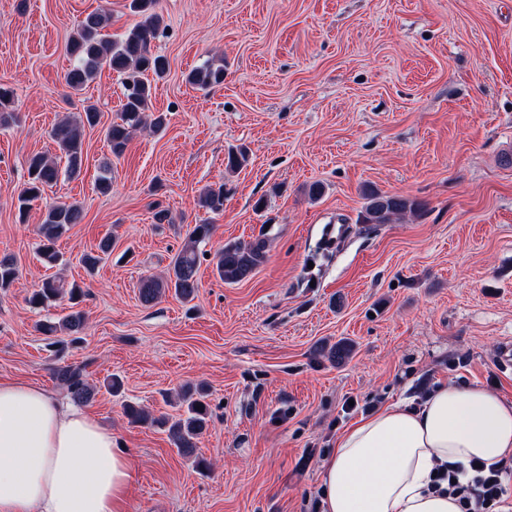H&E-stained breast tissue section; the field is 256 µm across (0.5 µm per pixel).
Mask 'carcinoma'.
Returning <instances> with one entry per match:
<instances>
[{"instance_id": "obj_1", "label": "carcinoma", "mask_w": 512, "mask_h": 512, "mask_svg": "<svg viewBox=\"0 0 512 512\" xmlns=\"http://www.w3.org/2000/svg\"><path fill=\"white\" fill-rule=\"evenodd\" d=\"M158 0H130L129 9L141 17L119 39L104 32L106 17L100 12L87 14L77 25L76 30L66 43V52L72 59V67L66 73L65 83L74 92L82 90L104 68L124 76V101L119 121L107 129L106 137L111 153L118 157L126 149L133 133L147 124L146 112L152 96V87L147 80L148 74L162 76L167 68L166 60L152 50V43L160 29V16L156 12ZM189 82L201 90H209L224 82V66L206 64L193 70ZM14 91L0 86V122L9 123L14 119ZM98 121V112L89 107L79 114L77 119H64L56 123L50 137L65 159V167L46 156L34 155L27 165V181L18 195V212H27L30 203L41 197L47 187L56 185L60 176L75 178L79 176L83 165V129L94 126ZM155 132L166 125V115L159 113L149 122ZM249 154L244 147L231 148L227 152L228 169L234 171L247 165ZM365 205L359 222L362 224H388L406 214L416 215L423 209V203L402 195L382 194L373 188L363 192ZM200 206L213 214L224 211V186L207 187L200 195ZM82 221L80 206L61 202L51 206L45 215L43 224L38 228V254L50 265L60 261L56 243L73 224ZM214 225L208 221L196 224L186 233V240L172 259L167 275L163 278L145 276L139 280L138 293L141 302L149 305L163 293L172 290L174 295L184 301L195 298L198 288V269L205 252L201 245L211 237ZM269 236L266 230L248 241H234L224 244V248L215 255V271L226 284L240 283L250 278L268 258ZM112 252V240L104 238L98 245V251L82 256V263L90 270L95 269L104 257ZM18 274L14 260L8 256L0 258V290L10 287ZM69 296L71 311L57 323L46 322L40 325L42 334L52 336L58 332L79 340L78 334L85 324L84 312L78 309L84 295L76 284L65 287L54 278L44 280L28 298L31 307L38 309L63 296ZM353 351L351 341L341 339L329 348L330 358L340 362L348 358ZM56 380L62 385L70 398L79 404L88 403L94 398V390L85 375V368L77 365H63L55 369ZM183 413L175 417H151L145 410L127 404L124 414L132 424H150L167 431L172 444L182 454H191L197 440L206 432L212 421V410L206 401V392L201 387L190 388L183 395Z\"/></svg>"}]
</instances>
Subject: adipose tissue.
Wrapping results in <instances>:
<instances>
[{
	"label": "adipose tissue",
	"instance_id": "1",
	"mask_svg": "<svg viewBox=\"0 0 512 512\" xmlns=\"http://www.w3.org/2000/svg\"><path fill=\"white\" fill-rule=\"evenodd\" d=\"M512 460V404L440 384L345 428L322 464L321 512H462L438 468ZM131 465L111 429L38 386L0 380V512H126Z\"/></svg>",
	"mask_w": 512,
	"mask_h": 512
}]
</instances>
